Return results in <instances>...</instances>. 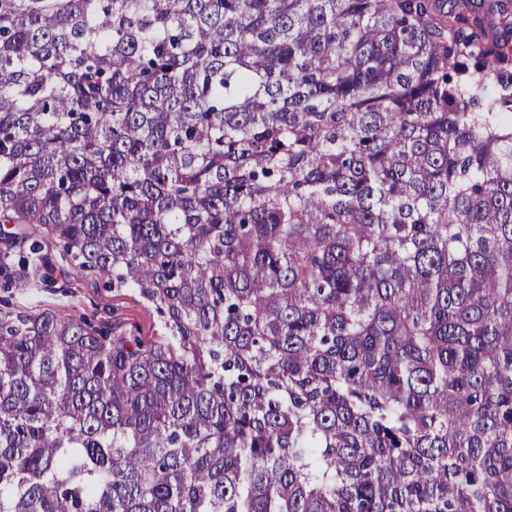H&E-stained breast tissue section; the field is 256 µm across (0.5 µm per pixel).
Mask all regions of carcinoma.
I'll list each match as a JSON object with an SVG mask.
<instances>
[{"label": "carcinoma", "instance_id": "carcinoma-1", "mask_svg": "<svg viewBox=\"0 0 512 512\" xmlns=\"http://www.w3.org/2000/svg\"><path fill=\"white\" fill-rule=\"evenodd\" d=\"M506 13L0 0V512H512ZM49 252L67 274H57L54 283H37L27 293L4 292L0 288V308L14 312L37 313L50 309L62 316L84 318L116 336H150L159 319L133 290L104 288L96 275L62 261L54 244Z\"/></svg>", "mask_w": 512, "mask_h": 512}]
</instances>
